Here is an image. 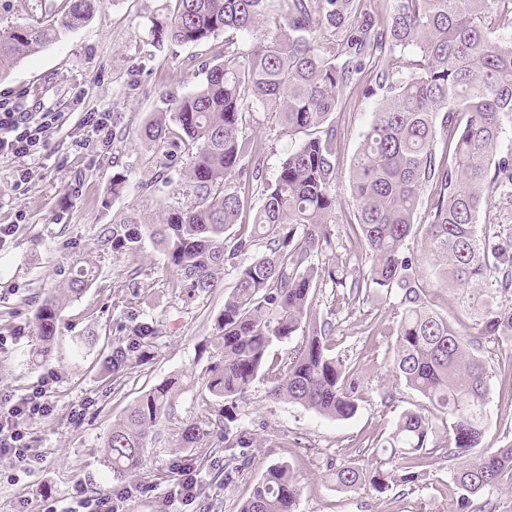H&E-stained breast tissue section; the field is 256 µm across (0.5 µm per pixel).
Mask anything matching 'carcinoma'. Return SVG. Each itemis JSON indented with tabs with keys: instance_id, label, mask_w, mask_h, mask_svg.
<instances>
[{
	"instance_id": "1",
	"label": "carcinoma",
	"mask_w": 512,
	"mask_h": 512,
	"mask_svg": "<svg viewBox=\"0 0 512 512\" xmlns=\"http://www.w3.org/2000/svg\"><path fill=\"white\" fill-rule=\"evenodd\" d=\"M96 0H67L51 24L38 23L0 35V75L31 51L56 41L83 22ZM167 20L154 37L198 43L222 32L255 37L245 54L224 50L202 65L204 79L191 93L168 100L144 128L163 142L178 134L189 161L177 170L185 201L164 206L153 222L127 215L112 225V252L135 257L149 238L176 270V287L191 301L220 287L226 267L235 284L224 295L216 320L215 351L205 370L202 406L178 428L182 448H248L249 433L234 430L236 403L257 380L284 398L331 418L347 419L359 407L357 359L334 356L335 322L311 317L317 291L344 289L354 299L374 289L400 297V318L388 328L395 337L391 371L425 405L405 410L395 422L389 447L407 456L416 483L429 467L427 442L433 425L446 424L452 442L445 457H469L487 431L489 374L478 355L483 341L512 332V310L491 303V292L512 291V235H481L477 219L496 197L512 199V148L503 149L504 118L512 119V0H395L380 28L363 0H320L311 13L305 0H288V12L269 20L270 0H171ZM325 25L342 36L346 59L319 50L313 29ZM411 49L406 77L395 81L385 50ZM385 95L377 103L352 163L355 222L347 225L351 247L368 262L315 267L330 244L335 223L336 128L326 126L345 91L364 82L365 71ZM257 108L278 116L283 134L301 136L279 164L274 182L251 224H237L247 205L242 190L260 173L262 142L242 134L246 113ZM444 140L442 153L437 140ZM435 203L427 223L415 224L424 189ZM239 230L231 234L233 226ZM442 285L473 290L477 332L462 333L427 301L430 284L419 277L404 245L416 231ZM248 252L252 260L237 259ZM92 281L90 264L74 265L65 293L43 298L36 327L43 349L56 336L65 301ZM153 320L131 329L129 346L112 349V378L123 376L131 352L159 338ZM294 336L293 349L273 347ZM176 381L143 393L112 424L105 437L107 464L116 477L143 469L148 438L174 412ZM512 470V444L469 457L454 475L462 502L495 486ZM342 489L370 484L383 493L392 475L342 464L332 472ZM299 487L285 464L269 466L240 512H296Z\"/></svg>"
}]
</instances>
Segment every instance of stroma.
<instances>
[{
    "mask_svg": "<svg viewBox=\"0 0 512 512\" xmlns=\"http://www.w3.org/2000/svg\"><path fill=\"white\" fill-rule=\"evenodd\" d=\"M65 5L66 0H0V35L51 21ZM170 5L171 0H102L78 27L0 76V100L18 111L65 115L36 155L0 156V224L14 227L0 249V336L8 339L0 346V395L31 392L44 373L56 372L50 387L54 414L30 426L38 464L24 472L0 460V512L22 507L40 512L46 497H66L78 482L101 491L148 485V492L134 495L125 510L157 512L175 486L178 465L197 455L196 449L179 447L174 430L197 408L214 324L235 273L226 271L222 288L186 302L173 286L175 271L151 240L143 241L132 261L102 243L119 217L134 212L155 219L180 190L179 183H166L162 162L168 155L185 161L184 145L176 138L162 145L146 140V122L164 108L166 96L181 97L199 85L202 64L225 49L245 52L252 44L251 37L224 33L200 43L156 42L152 29L166 21ZM377 101L357 89L332 116L339 132L332 184L336 220L330 227L332 247L319 252L316 266L345 255V228L355 211L351 163ZM89 112L109 116L108 135L85 125ZM244 132L265 145L262 178L250 187L240 217L248 224L262 203L263 186L274 180L280 161L299 140L283 135L274 116L259 110L247 114ZM116 176L122 179L117 186L112 183ZM423 247L422 237L409 239L406 253L420 262L430 284V304L457 330L473 332L474 321L459 301L461 288L439 285L435 268L421 258ZM85 260L94 267V279L67 304L51 353L39 356L37 307L47 294L62 291L73 263ZM331 309L336 312L334 353L361 359L356 414L330 418L273 398L265 382L255 381L237 408L240 427L254 440L245 469L229 482L223 458L205 462L199 469L200 512H239L255 482L275 463L290 465L298 479L297 512H479L488 500L496 512H512L508 475L487 497L462 504L453 480L458 464L443 456L446 434L440 427L429 439L426 480L414 486L401 482L407 461L391 452L387 440L401 413L422 399L396 386L388 370L391 340L372 332L373 324L396 320L400 299L372 294L347 304L320 292L312 303L313 317L323 318ZM145 318L157 323L161 336L146 357L132 360L120 382H113L105 359ZM481 357L490 375L483 445L500 448L512 444V388L500 375L512 357V335L485 344ZM169 378L182 383L173 417L159 426L144 469L113 479L103 448L108 431L141 394ZM390 390L395 398L384 401ZM343 463L389 471L396 481L382 493L368 485L338 488L329 471Z\"/></svg>",
    "mask_w": 512,
    "mask_h": 512,
    "instance_id": "1",
    "label": "stroma"
}]
</instances>
